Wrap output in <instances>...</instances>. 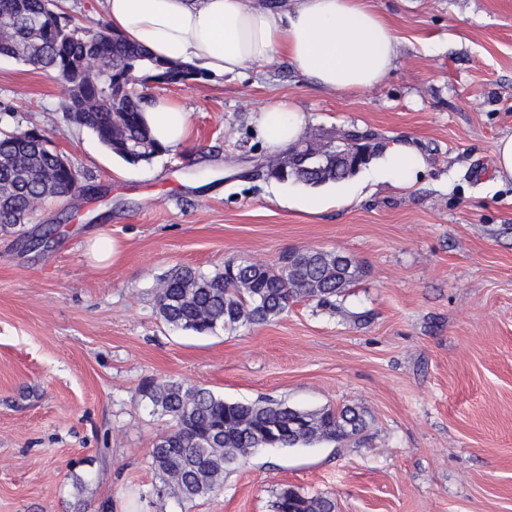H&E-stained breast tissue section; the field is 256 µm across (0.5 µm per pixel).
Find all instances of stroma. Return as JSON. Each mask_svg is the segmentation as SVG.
Here are the masks:
<instances>
[{
    "mask_svg": "<svg viewBox=\"0 0 512 512\" xmlns=\"http://www.w3.org/2000/svg\"><path fill=\"white\" fill-rule=\"evenodd\" d=\"M398 35L395 69L352 93L285 59L245 77L153 88L192 114L187 141L136 165L56 110L62 86L0 57L10 127H40L82 191L35 211L48 248L0 234V512H273L292 488L336 512H512V182L494 146L512 134V0H373ZM27 95H14L17 87ZM336 129L400 141L426 163L404 190L366 170L356 200L318 215L286 200L318 188L256 176L249 116L272 97ZM122 246L93 265L89 235ZM340 251L363 273L339 308L298 300L261 325L200 336L157 314L155 282L230 259ZM183 380L227 401L359 407L343 442L262 448L188 503L158 495L149 450L169 426L140 393Z\"/></svg>",
    "mask_w": 512,
    "mask_h": 512,
    "instance_id": "1",
    "label": "stroma"
}]
</instances>
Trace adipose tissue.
Here are the masks:
<instances>
[{"mask_svg":"<svg viewBox=\"0 0 512 512\" xmlns=\"http://www.w3.org/2000/svg\"><path fill=\"white\" fill-rule=\"evenodd\" d=\"M113 30L160 59L202 69L212 76H239L277 58L289 61L311 84L327 91H359L379 84L394 67L400 42L373 0H104ZM153 136L173 149L187 138L191 114L160 98L144 112ZM305 112L275 97L252 114V127L268 152L294 144ZM413 148L387 146L372 175L403 190L423 174Z\"/></svg>","mask_w":512,"mask_h":512,"instance_id":"obj_1","label":"adipose tissue"}]
</instances>
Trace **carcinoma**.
<instances>
[{
	"label": "carcinoma",
	"instance_id": "cac0c4a2",
	"mask_svg": "<svg viewBox=\"0 0 512 512\" xmlns=\"http://www.w3.org/2000/svg\"><path fill=\"white\" fill-rule=\"evenodd\" d=\"M0 55L8 56L59 82L64 89L56 111L72 125L92 131L113 154L130 164L149 161L167 149L144 121L146 94L138 88L197 82L206 74L189 65L160 60L127 42L107 25L76 32L57 0H0ZM35 129L0 130V231L27 223L36 204L76 191L79 171L60 166V153ZM265 174L280 182L317 186L353 174L331 161L322 173L295 161L280 168L269 157ZM361 268L342 252L295 253L277 266L229 260L206 275L182 267L160 278L156 306L174 329L206 335L263 324L288 311L299 299L336 306L359 278ZM143 396L169 417V430L149 449L160 490L181 502L220 490L224 474L246 464L260 448H292L316 442H340L366 427L355 407L302 410L282 401H226L184 381L151 382ZM302 419L294 429L290 423ZM273 512H336L328 496L281 490Z\"/></svg>",
	"mask_w": 512,
	"mask_h": 512
}]
</instances>
